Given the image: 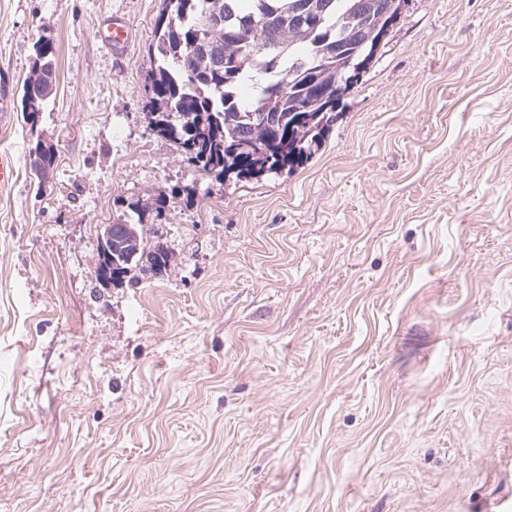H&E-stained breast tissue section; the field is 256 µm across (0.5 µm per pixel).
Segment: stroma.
I'll list each match as a JSON object with an SVG mask.
<instances>
[{"label":"stroma","instance_id":"35a3bbf8","mask_svg":"<svg viewBox=\"0 0 512 512\" xmlns=\"http://www.w3.org/2000/svg\"><path fill=\"white\" fill-rule=\"evenodd\" d=\"M162 7L0 0V512H512V0H407L308 161L221 180L148 128ZM184 185L165 273L98 286ZM95 36L113 55L121 57L132 41L133 28L122 16H105L99 20ZM33 71L27 80L22 98V112H27L32 125L47 106L50 86L55 80L54 48L49 43L36 44ZM5 82L0 80V188L12 186L17 175L16 159L6 146L13 138L15 132L13 114L11 112L9 97L4 89ZM125 243L126 242H121V243L114 242V244H113L114 246L112 248V224L106 225L104 232L101 236V251H102V253L107 254L108 256H110L112 254V284L113 285H122L125 282L126 276L128 274V271L126 270V268L128 266H130L131 268H129V270H131L133 262L138 264L140 261V259L136 260V257L140 253V251L138 250L135 253L131 254L130 256L125 257L126 265H128V266H126L123 262H121V259H122L121 255L123 254L124 251H126L127 248L130 247V246H127V247L122 248V246ZM114 258L117 259L118 264L115 263ZM118 265H121V266L119 267ZM116 272L119 273V278L117 281L114 282L113 278H114ZM118 282H121V283L115 284Z\"/></svg>","mask_w":512,"mask_h":512}]
</instances>
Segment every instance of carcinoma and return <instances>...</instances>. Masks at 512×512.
<instances>
[{
	"mask_svg": "<svg viewBox=\"0 0 512 512\" xmlns=\"http://www.w3.org/2000/svg\"><path fill=\"white\" fill-rule=\"evenodd\" d=\"M317 18L303 26L297 14ZM401 0H163L148 73V126L218 179L291 170L320 146L340 99L374 61ZM22 111L37 121L55 80L54 48H34ZM277 102L276 124L261 117ZM50 152L35 148L44 174ZM128 205L116 224L145 223Z\"/></svg>",
	"mask_w": 512,
	"mask_h": 512,
	"instance_id": "obj_1",
	"label": "carcinoma"
}]
</instances>
